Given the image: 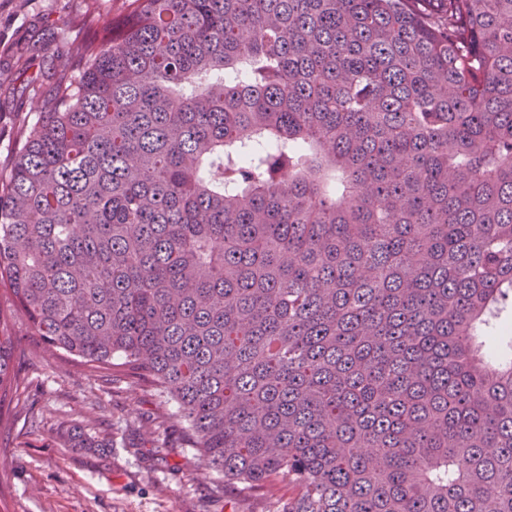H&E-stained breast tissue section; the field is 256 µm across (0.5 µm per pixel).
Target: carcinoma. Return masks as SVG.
Returning <instances> with one entry per match:
<instances>
[{
  "label": "carcinoma",
  "instance_id": "cac0c4a2",
  "mask_svg": "<svg viewBox=\"0 0 512 512\" xmlns=\"http://www.w3.org/2000/svg\"><path fill=\"white\" fill-rule=\"evenodd\" d=\"M125 4L0 178L31 335L280 512H512V0Z\"/></svg>",
  "mask_w": 512,
  "mask_h": 512
}]
</instances>
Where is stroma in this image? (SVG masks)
Segmentation results:
<instances>
[{
    "instance_id": "35a3bbf8",
    "label": "stroma",
    "mask_w": 512,
    "mask_h": 512,
    "mask_svg": "<svg viewBox=\"0 0 512 512\" xmlns=\"http://www.w3.org/2000/svg\"><path fill=\"white\" fill-rule=\"evenodd\" d=\"M121 0H0V165L55 87L81 72L77 45L111 22ZM15 338L14 419L0 428V512H275L285 482L228 486L161 425L157 398L112 368L89 370L38 343L0 287ZM111 441L96 452L66 442L71 426Z\"/></svg>"
}]
</instances>
